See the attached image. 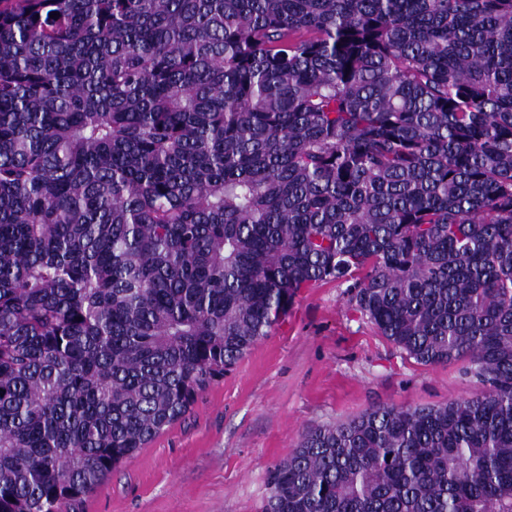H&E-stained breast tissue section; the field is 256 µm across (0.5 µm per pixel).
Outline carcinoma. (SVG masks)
<instances>
[{"label":"carcinoma","mask_w":512,"mask_h":512,"mask_svg":"<svg viewBox=\"0 0 512 512\" xmlns=\"http://www.w3.org/2000/svg\"><path fill=\"white\" fill-rule=\"evenodd\" d=\"M328 282L481 389L308 430L263 512H512V0H0V512Z\"/></svg>","instance_id":"1"}]
</instances>
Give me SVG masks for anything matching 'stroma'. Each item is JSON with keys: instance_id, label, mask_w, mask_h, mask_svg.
Instances as JSON below:
<instances>
[{"instance_id": "1", "label": "stroma", "mask_w": 512, "mask_h": 512, "mask_svg": "<svg viewBox=\"0 0 512 512\" xmlns=\"http://www.w3.org/2000/svg\"><path fill=\"white\" fill-rule=\"evenodd\" d=\"M461 363L423 366L356 313L344 286L303 291L285 320L139 453L61 512H260L269 469L305 430L376 405L476 394Z\"/></svg>"}]
</instances>
